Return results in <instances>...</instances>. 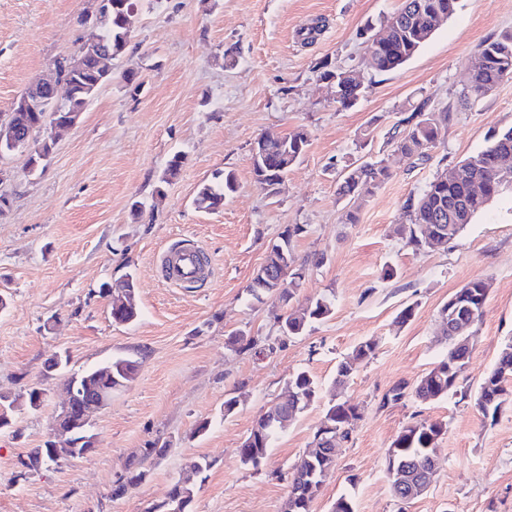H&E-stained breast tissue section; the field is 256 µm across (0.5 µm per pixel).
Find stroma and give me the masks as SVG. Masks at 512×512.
<instances>
[{
    "label": "stroma",
    "mask_w": 512,
    "mask_h": 512,
    "mask_svg": "<svg viewBox=\"0 0 512 512\" xmlns=\"http://www.w3.org/2000/svg\"><path fill=\"white\" fill-rule=\"evenodd\" d=\"M131 37L109 61L111 79L61 132L43 167L20 151L0 154V394L46 389L40 407L21 401L0 432V512H150L183 474L186 460L211 461L194 486L193 512H282L288 477L318 427L330 397L359 407L336 468L313 512H331L350 494L355 512H512V382L496 416L475 394L512 340V193L478 213L438 251H417L397 229L405 203L493 132L512 127V79L469 97V62L484 42L512 33V0H458L457 10L403 65L364 73L358 103L338 108L317 66L362 67L366 24H380L400 0H132ZM95 0H0V121L14 101L75 58L96 34ZM319 25L312 41L307 27ZM135 68L136 83L123 73ZM448 108L451 119L428 159L398 152L391 136L416 103ZM307 132L308 146L279 194L256 183L252 148L264 133ZM179 173L165 179L173 154ZM383 160L389 176L352 206L337 192L346 163ZM233 174L237 189L215 211L196 208L202 184ZM355 223H347V211ZM303 225L293 251L302 265L297 302L327 294L330 315L303 335L282 339L286 305L258 302L247 288L287 225ZM199 247L211 276L172 287L158 256ZM393 276H385V269ZM133 276L140 317L114 323L102 283ZM491 283L457 390L432 403L415 399L417 381L447 351L439 318L468 281ZM413 307L406 324L401 310ZM258 337L265 351L229 350L230 332ZM377 342L373 358L354 347ZM135 360L137 375L113 391L94 418V451L57 467L22 472L20 459L43 446L65 400L62 374ZM350 362L343 383L336 368ZM307 370L319 398L283 432L260 470L238 449L256 416L277 402L290 373ZM237 397L232 414L224 401ZM209 430L194 436L202 420ZM448 429L429 490L406 503L387 479V451L421 420ZM160 456L143 457L150 445ZM143 472L126 495L111 496L128 470Z\"/></svg>",
    "instance_id": "35a3bbf8"
}]
</instances>
